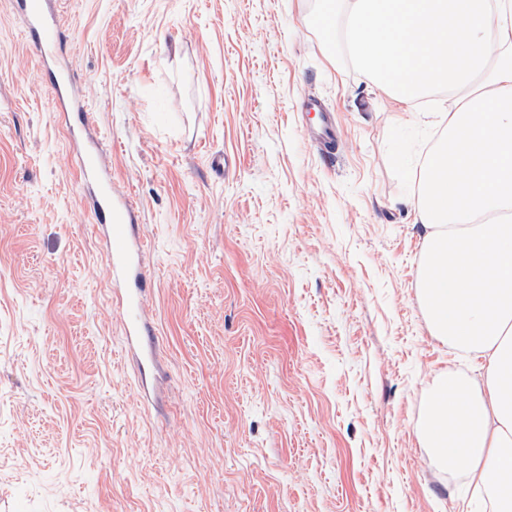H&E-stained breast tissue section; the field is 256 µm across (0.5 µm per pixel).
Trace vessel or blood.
I'll list each match as a JSON object with an SVG mask.
<instances>
[{
    "label": "vessel or blood",
    "mask_w": 512,
    "mask_h": 512,
    "mask_svg": "<svg viewBox=\"0 0 512 512\" xmlns=\"http://www.w3.org/2000/svg\"><path fill=\"white\" fill-rule=\"evenodd\" d=\"M11 4L14 12L23 20L35 51L45 63H52L61 40V32L48 0H11ZM52 95L57 111L80 113L85 109L83 98L76 94L66 73H57ZM308 107L319 113L318 123L308 132L309 140L326 151H333L337 139L333 115L322 111L320 103L315 101L309 102ZM76 151L80 156L81 178L97 188L93 206L97 212L98 223L105 229L110 277L115 284L124 288L121 317L127 340L136 346L152 344L153 329L146 318V290L139 264V256L146 248V240L131 233L133 204L129 196L113 190L112 175L105 168L96 147L80 144Z\"/></svg>",
    "instance_id": "vessel-or-blood-1"
}]
</instances>
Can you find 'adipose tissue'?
<instances>
[{"mask_svg": "<svg viewBox=\"0 0 512 512\" xmlns=\"http://www.w3.org/2000/svg\"><path fill=\"white\" fill-rule=\"evenodd\" d=\"M349 48L397 98L453 91L489 75L487 95L441 114L454 153L419 172L421 288L437 336L479 358L481 381L445 377L426 407L439 460L476 485L512 480V0H348Z\"/></svg>", "mask_w": 512, "mask_h": 512, "instance_id": "ef3b65f1", "label": "adipose tissue"}]
</instances>
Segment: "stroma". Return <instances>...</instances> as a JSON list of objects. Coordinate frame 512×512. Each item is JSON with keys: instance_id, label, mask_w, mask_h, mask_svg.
Wrapping results in <instances>:
<instances>
[{"instance_id": "1", "label": "stroma", "mask_w": 512, "mask_h": 512, "mask_svg": "<svg viewBox=\"0 0 512 512\" xmlns=\"http://www.w3.org/2000/svg\"><path fill=\"white\" fill-rule=\"evenodd\" d=\"M148 241L130 351L69 121L0 0V512H491L422 438L418 172L433 113L328 41L343 0H57ZM334 112L327 158L303 133Z\"/></svg>"}]
</instances>
